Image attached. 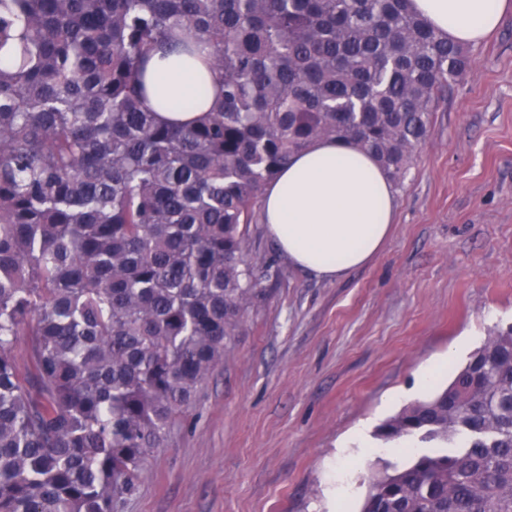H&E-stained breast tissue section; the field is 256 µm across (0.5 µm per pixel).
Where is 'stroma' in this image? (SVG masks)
Masks as SVG:
<instances>
[{"instance_id": "stroma-1", "label": "stroma", "mask_w": 512, "mask_h": 512, "mask_svg": "<svg viewBox=\"0 0 512 512\" xmlns=\"http://www.w3.org/2000/svg\"><path fill=\"white\" fill-rule=\"evenodd\" d=\"M468 56L374 261L322 279L249 225L257 295L124 512H360L372 478L408 460L377 429L423 400L420 372L448 363L446 387L512 325V13ZM360 427L367 449L346 447Z\"/></svg>"}]
</instances>
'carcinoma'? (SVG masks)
Listing matches in <instances>:
<instances>
[{
    "mask_svg": "<svg viewBox=\"0 0 512 512\" xmlns=\"http://www.w3.org/2000/svg\"><path fill=\"white\" fill-rule=\"evenodd\" d=\"M408 0H0V512H123L256 296L247 228L318 139L400 183L468 67ZM209 47L190 125L151 57ZM28 338L34 374L18 371ZM362 512H512V326L380 428ZM148 103L157 113L158 119L179 124L191 123L210 108L214 97L220 92L219 85L200 59H157L148 69ZM208 88V95L193 111H177L168 105L175 98L192 96L200 84Z\"/></svg>",
    "mask_w": 512,
    "mask_h": 512,
    "instance_id": "1",
    "label": "carcinoma"
}]
</instances>
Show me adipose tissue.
I'll list each match as a JSON object with an SVG mask.
<instances>
[{"label": "adipose tissue", "instance_id": "adipose-tissue-1", "mask_svg": "<svg viewBox=\"0 0 512 512\" xmlns=\"http://www.w3.org/2000/svg\"><path fill=\"white\" fill-rule=\"evenodd\" d=\"M512 0H409L448 40L480 42L496 29ZM148 103L158 119L186 124L209 109L219 85L200 59L165 58L148 69ZM207 86L188 112L173 99ZM264 220L281 253L322 278H340L376 257L392 231L397 196L387 175L361 148L320 140L292 157L262 195Z\"/></svg>", "mask_w": 512, "mask_h": 512}]
</instances>
